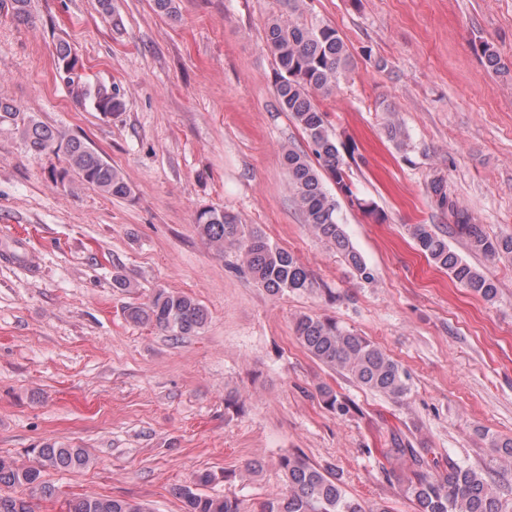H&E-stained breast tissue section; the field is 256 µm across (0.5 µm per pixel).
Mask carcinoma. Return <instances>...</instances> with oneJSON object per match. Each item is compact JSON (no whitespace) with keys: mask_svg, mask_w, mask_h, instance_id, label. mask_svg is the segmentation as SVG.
Masks as SVG:
<instances>
[{"mask_svg":"<svg viewBox=\"0 0 512 512\" xmlns=\"http://www.w3.org/2000/svg\"><path fill=\"white\" fill-rule=\"evenodd\" d=\"M266 44L275 64V89L281 110L306 136L310 153L293 148L283 154L288 170L289 187L305 215L312 233L330 245L357 279L371 283L373 270L354 247L341 223L337 201L326 192L325 179L334 181L344 195L355 201L346 177L345 157L353 156L352 142L338 141L329 129L327 113L316 103L319 95L330 94L349 70L350 55L338 31L328 25H307L298 21L274 18L266 25ZM485 65L497 74L512 70L502 62L494 48L480 47ZM57 73L70 94L78 101H91L95 111L108 116L122 109L119 90L105 86L90 91L79 73V60L70 44H56ZM6 124L37 153L59 150L60 166L52 168V180L63 187L89 185L110 197L125 198L131 188L121 174L95 149L64 130L51 128L14 107L0 102V124ZM384 134L397 148L407 146L404 125L389 117L383 124ZM430 192L448 204L455 218V231L464 236L469 249L486 258L512 255V235L491 236L471 216L458 208L447 194L443 180L430 184ZM357 202V201H355ZM363 211L374 213L372 205L357 202ZM196 224L201 237L215 249L229 246L237 250L250 276L272 295L306 291L312 287L309 271L299 259L270 242L261 230L240 222L237 216L207 209L198 213ZM409 235L416 249L450 279L487 302L497 298L498 286L478 267L468 262L426 224H412ZM133 323L150 325L172 337L189 335L202 328L206 309L193 298L165 289L158 290L146 303L126 309ZM295 333L304 349L317 361L358 386L402 400L408 392L403 368L365 337L339 325L335 319L303 315L296 320ZM317 392L330 411L347 416L352 402L338 395L330 386L320 385ZM497 467L501 474L512 473V438L493 437ZM32 460L18 463L9 455H0V512H33L36 500L50 499L55 487L45 479L48 469L71 471L89 465L84 448L58 447L47 442L30 450ZM387 455L408 461L412 477L404 493L414 512H512V501L497 483L487 479L479 469L450 465L441 469L436 453L417 448L407 437L393 435ZM278 465L284 474V491L262 506V512H388L380 507L365 509L348 496L341 480L329 468L321 467L300 451L280 456ZM215 475L205 471L189 484L175 488L184 512H240L238 500L214 496L201 491ZM66 512H148L144 505L124 499L85 495L67 502Z\"/></svg>","mask_w":512,"mask_h":512,"instance_id":"obj_1","label":"carcinoma"}]
</instances>
